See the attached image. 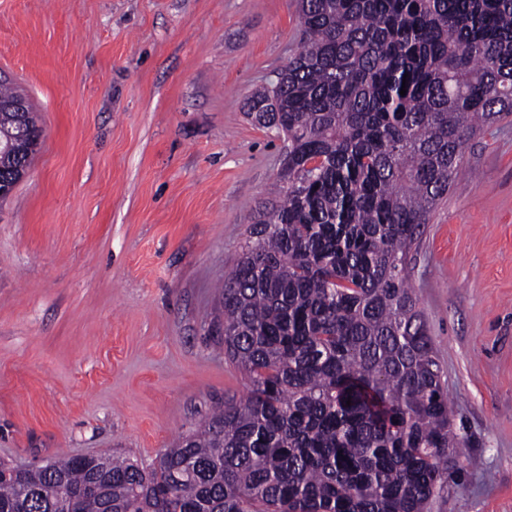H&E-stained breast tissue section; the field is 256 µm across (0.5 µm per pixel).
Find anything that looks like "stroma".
<instances>
[{
  "label": "stroma",
  "mask_w": 512,
  "mask_h": 512,
  "mask_svg": "<svg viewBox=\"0 0 512 512\" xmlns=\"http://www.w3.org/2000/svg\"><path fill=\"white\" fill-rule=\"evenodd\" d=\"M295 0H0V76L42 129L0 200V462L151 467L246 379L219 287L286 144L246 118ZM407 273L463 446L430 512H512V117L466 143Z\"/></svg>",
  "instance_id": "obj_1"
}]
</instances>
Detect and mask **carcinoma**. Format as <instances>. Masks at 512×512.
<instances>
[{
    "instance_id": "carcinoma-1",
    "label": "carcinoma",
    "mask_w": 512,
    "mask_h": 512,
    "mask_svg": "<svg viewBox=\"0 0 512 512\" xmlns=\"http://www.w3.org/2000/svg\"><path fill=\"white\" fill-rule=\"evenodd\" d=\"M298 5L300 46L245 112L288 143L282 189L221 289L246 395L148 471L0 464V512H428L455 473L406 263L466 141L512 115V0ZM22 151L0 152V179Z\"/></svg>"
}]
</instances>
